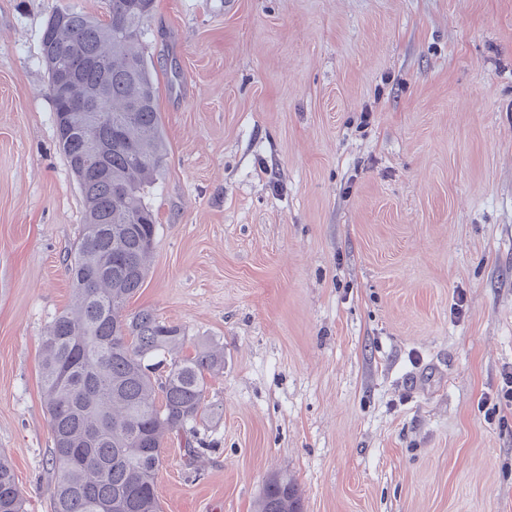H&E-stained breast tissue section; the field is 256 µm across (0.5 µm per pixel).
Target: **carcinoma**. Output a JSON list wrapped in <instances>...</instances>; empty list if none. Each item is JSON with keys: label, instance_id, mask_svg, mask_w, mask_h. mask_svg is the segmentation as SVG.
Instances as JSON below:
<instances>
[{"label": "carcinoma", "instance_id": "1", "mask_svg": "<svg viewBox=\"0 0 512 512\" xmlns=\"http://www.w3.org/2000/svg\"><path fill=\"white\" fill-rule=\"evenodd\" d=\"M106 19L65 8L47 20L41 59L53 84L68 72L64 96L49 94L56 138L80 186L84 224L64 259L74 303L42 336L41 388L54 447L52 512H161L157 475L169 435L185 465L206 449L200 420L215 413L208 378L224 370V350L183 354L181 327L150 309L127 314L143 287L157 232L146 191L163 159L154 66L146 55L154 0H105ZM102 94V120L84 132L73 101ZM24 496L0 454V512H24ZM256 512H301L288 476L265 486Z\"/></svg>", "mask_w": 512, "mask_h": 512}]
</instances>
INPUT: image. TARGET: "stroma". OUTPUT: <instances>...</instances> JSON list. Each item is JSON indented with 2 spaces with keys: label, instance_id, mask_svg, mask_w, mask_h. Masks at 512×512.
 Returning a JSON list of instances; mask_svg holds the SVG:
<instances>
[{
  "label": "stroma",
  "instance_id": "35a3bbf8",
  "mask_svg": "<svg viewBox=\"0 0 512 512\" xmlns=\"http://www.w3.org/2000/svg\"><path fill=\"white\" fill-rule=\"evenodd\" d=\"M0 0V452L50 512L41 340L83 197L40 37ZM158 231L127 312L224 349L163 512H512V0H155ZM371 107L363 115V107ZM301 492L288 476H276L265 486L256 512H301Z\"/></svg>",
  "mask_w": 512,
  "mask_h": 512
}]
</instances>
